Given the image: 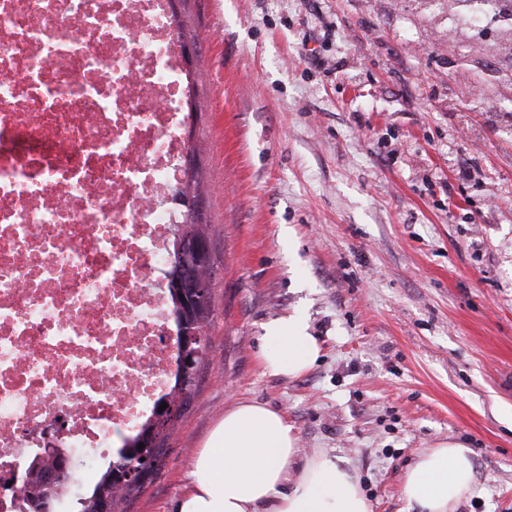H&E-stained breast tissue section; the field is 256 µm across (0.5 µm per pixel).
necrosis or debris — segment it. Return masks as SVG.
<instances>
[{
    "instance_id": "1",
    "label": "necrosis or debris",
    "mask_w": 512,
    "mask_h": 512,
    "mask_svg": "<svg viewBox=\"0 0 512 512\" xmlns=\"http://www.w3.org/2000/svg\"><path fill=\"white\" fill-rule=\"evenodd\" d=\"M449 28L512 22L449 0ZM172 0H0V481L39 428L117 455L170 396L195 75Z\"/></svg>"
}]
</instances>
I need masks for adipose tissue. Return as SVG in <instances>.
Instances as JSON below:
<instances>
[{
	"mask_svg": "<svg viewBox=\"0 0 512 512\" xmlns=\"http://www.w3.org/2000/svg\"><path fill=\"white\" fill-rule=\"evenodd\" d=\"M264 341L265 368L289 377L303 374L321 351L296 312L272 320ZM474 482L469 448L443 441L417 455L402 494L417 512H453ZM175 512H370V506L355 475L327 453L300 457L284 413L240 401L197 450Z\"/></svg>",
	"mask_w": 512,
	"mask_h": 512,
	"instance_id": "1",
	"label": "adipose tissue"
}]
</instances>
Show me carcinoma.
<instances>
[{
  "label": "carcinoma",
  "instance_id": "1",
  "mask_svg": "<svg viewBox=\"0 0 512 512\" xmlns=\"http://www.w3.org/2000/svg\"><path fill=\"white\" fill-rule=\"evenodd\" d=\"M181 235L185 239L205 240L207 239L205 224L199 218L191 219L189 223L183 225ZM189 268V261L181 256V253L177 251V246H172L171 270L167 273L170 282L182 279ZM171 297L178 326L181 327L189 321L199 335H204L205 327L209 325L213 313L212 293L182 296L177 290L171 292ZM204 354L205 347L202 344V339L199 338L185 352L186 365L175 376L173 396L167 401V408L155 413L153 422L132 440V443L119 454L114 463L134 462L141 466L145 460L157 461L163 456L165 431L173 422V415L184 408L196 388ZM153 473L154 470L150 467L146 469L144 478L132 482L126 479V473L121 468L108 467L95 484L92 494L81 501L80 512H100L99 506L104 503L108 505L109 512H117L118 503L139 491L144 481L149 479Z\"/></svg>",
  "mask_w": 512,
  "mask_h": 512
}]
</instances>
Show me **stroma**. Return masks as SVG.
Segmentation results:
<instances>
[{"mask_svg": "<svg viewBox=\"0 0 512 512\" xmlns=\"http://www.w3.org/2000/svg\"><path fill=\"white\" fill-rule=\"evenodd\" d=\"M425 2L175 0L214 314L123 512H173L240 400L354 470L371 512H408L406 470L447 440L472 450L457 512H512V81L486 76L496 32L449 33ZM295 310L320 355L271 374L264 326Z\"/></svg>", "mask_w": 512, "mask_h": 512, "instance_id": "stroma-1", "label": "stroma"}]
</instances>
